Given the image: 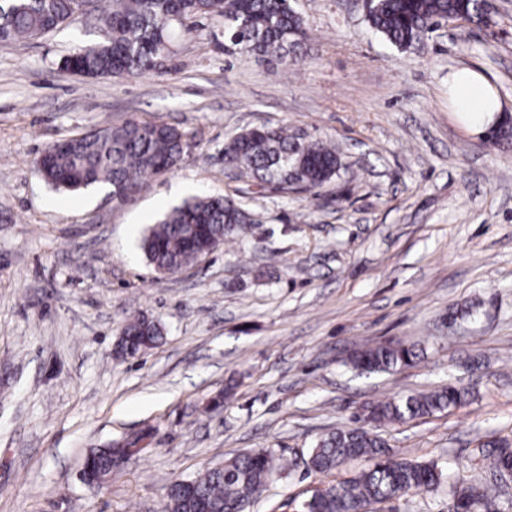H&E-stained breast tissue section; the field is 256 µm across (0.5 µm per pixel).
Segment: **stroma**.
Wrapping results in <instances>:
<instances>
[{"label": "stroma", "instance_id": "35a3bbf8", "mask_svg": "<svg viewBox=\"0 0 512 512\" xmlns=\"http://www.w3.org/2000/svg\"><path fill=\"white\" fill-rule=\"evenodd\" d=\"M291 5L306 37L288 68L226 51L219 15L125 79L59 65L100 40L96 10L0 42V512H160L169 479L262 447L291 470L251 512H300L315 487L370 466L308 471L322 435L369 403L448 383L468 389L464 404L381 427L396 458L480 481L475 448L512 440V143H486L448 107L449 73L468 68L512 113V0H491L489 24L446 25L406 50L360 0ZM131 118L187 133L178 169L127 197L43 182L42 151ZM262 125L336 144L338 176L283 193L227 168L225 142ZM232 192L260 217L247 236L172 275L146 263L138 239L161 214ZM140 313L163 341L114 357ZM385 341L416 363L348 365ZM116 442L135 453L83 483L90 450Z\"/></svg>", "mask_w": 512, "mask_h": 512}]
</instances>
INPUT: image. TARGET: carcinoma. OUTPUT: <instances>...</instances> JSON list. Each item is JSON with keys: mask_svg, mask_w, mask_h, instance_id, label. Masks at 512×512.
<instances>
[{"mask_svg": "<svg viewBox=\"0 0 512 512\" xmlns=\"http://www.w3.org/2000/svg\"><path fill=\"white\" fill-rule=\"evenodd\" d=\"M0 18V40L37 39L75 20L77 0H8ZM107 34L103 40L71 54L66 69L97 76L129 77L160 66L169 47L184 33L188 21L222 15L229 32L238 33L244 52L288 64V43L306 37L301 18L290 0H99ZM469 0H371L366 19L391 44L411 48L436 24L471 18ZM186 134L163 121L129 119L119 127L94 129L46 149L35 161L43 181L64 191H81L99 184L126 196L148 176L175 171L182 161ZM224 157L245 169L261 189L311 192L337 176L341 167L336 148L307 141L285 127L261 126L224 143ZM256 223L242 203L227 195L195 197L173 207L144 235L141 248L159 274H172L217 249L226 240L246 236ZM116 354L133 356L154 346L161 337L157 323L137 316ZM417 353L400 344H381L353 352L348 363L360 372H387L414 363ZM468 391L455 385L412 392L364 407V424L338 429L311 449L308 470L324 474L347 461L367 457L371 468L317 491L303 512H370L410 493L434 490L445 483L435 461L394 458L387 442L373 428L403 423L456 407ZM132 452L127 444L92 450L86 472L106 480ZM483 467L500 477L512 472V445L494 439L479 448ZM288 471L270 448L252 449L209 468L199 476L173 479L166 487L163 512H249L269 483ZM455 512H499L495 483L465 479L448 487Z\"/></svg>", "mask_w": 512, "mask_h": 512, "instance_id": "cac0c4a2", "label": "carcinoma"}]
</instances>
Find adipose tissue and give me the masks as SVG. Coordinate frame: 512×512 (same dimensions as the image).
I'll use <instances>...</instances> for the list:
<instances>
[{"label":"adipose tissue","mask_w":512,"mask_h":512,"mask_svg":"<svg viewBox=\"0 0 512 512\" xmlns=\"http://www.w3.org/2000/svg\"><path fill=\"white\" fill-rule=\"evenodd\" d=\"M448 97L454 111L466 116L476 130L487 131L502 105L486 78L471 70H460L448 78Z\"/></svg>","instance_id":"adipose-tissue-1"}]
</instances>
